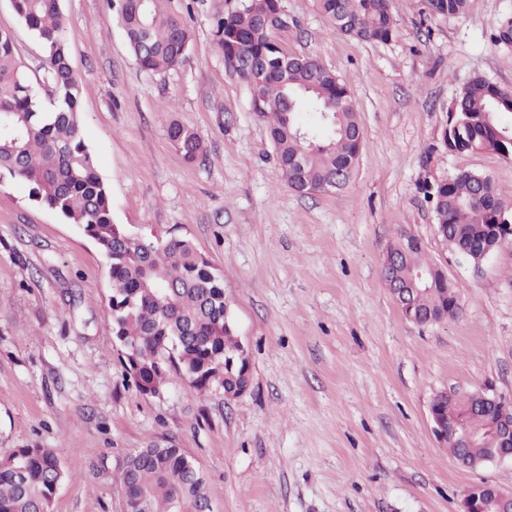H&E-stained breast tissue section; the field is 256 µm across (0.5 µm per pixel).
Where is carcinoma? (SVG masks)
Masks as SVG:
<instances>
[{"instance_id": "1", "label": "carcinoma", "mask_w": 512, "mask_h": 512, "mask_svg": "<svg viewBox=\"0 0 512 512\" xmlns=\"http://www.w3.org/2000/svg\"><path fill=\"white\" fill-rule=\"evenodd\" d=\"M12 8L41 42L45 77L57 91L44 100L26 91L29 83L10 34L0 32V176L22 179L31 199L56 211L95 242L112 283L109 304L114 335L123 343L122 362L142 395L154 394L176 375L197 390L238 394L245 386L236 363L239 336L233 313H225L224 279L191 244L132 237L112 221L106 184L81 135V80L69 56L60 0H10ZM167 0H111L130 52L144 71L178 66L191 47V32ZM322 13L344 35L387 42L395 28L391 0H317ZM471 0H425L433 16L459 15ZM279 0H251V7L224 15L219 29L224 59L259 63L258 87L278 162L288 186L327 184L347 160L357 159L363 130L351 94L320 61L302 58L283 72V54L273 39L279 28ZM455 117L443 142L460 152L497 150L495 137L512 138V100L497 101L489 84L467 81L454 104ZM168 138L192 162L202 141L190 127L174 122ZM437 223L451 227L456 249L486 239L500 201L493 186L482 187L478 174L459 171L433 190ZM434 263L423 249L403 254L400 272L428 270ZM459 300L455 287L439 272L430 288L414 296L420 319L440 316ZM444 419H465L485 426L484 411L469 396L442 397ZM61 448H16L0 456V512H46L65 479ZM132 512H212L205 474L179 448L150 444L130 452L118 477Z\"/></svg>"}]
</instances>
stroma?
<instances>
[{"instance_id": "stroma-1", "label": "stroma", "mask_w": 512, "mask_h": 512, "mask_svg": "<svg viewBox=\"0 0 512 512\" xmlns=\"http://www.w3.org/2000/svg\"><path fill=\"white\" fill-rule=\"evenodd\" d=\"M82 82V136L114 223L187 240L223 276L251 385L228 401L172 377L140 395L112 330L105 259L76 225L0 179V453L61 448L66 479L48 512H124L126 455L173 440L206 475L214 512H458L469 486L512 488V462L458 465L430 430L439 391L492 387L512 399V247L473 264L435 231L428 194L467 170L512 205V160L452 152L442 132L478 76L512 91V44L495 34L512 0H473L428 16L391 0L396 34L360 41L316 0H282L275 39L317 58L349 89L364 130L343 191L288 187L250 87L224 67L227 0H171L193 35L183 62L141 70L108 0H61ZM30 82L48 84L44 49L0 0ZM198 132L185 162L167 128ZM408 233L459 295L455 317L419 326L385 285L382 259Z\"/></svg>"}]
</instances>
